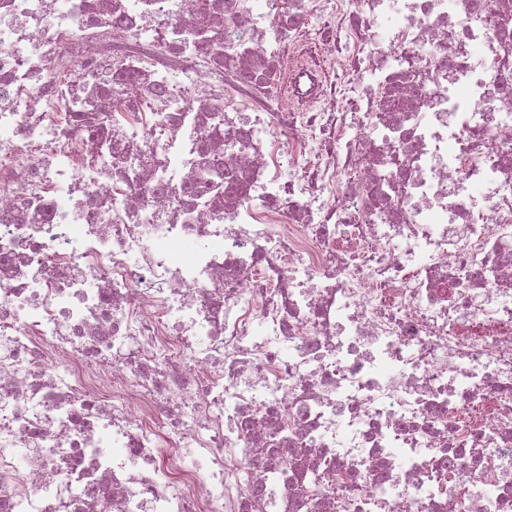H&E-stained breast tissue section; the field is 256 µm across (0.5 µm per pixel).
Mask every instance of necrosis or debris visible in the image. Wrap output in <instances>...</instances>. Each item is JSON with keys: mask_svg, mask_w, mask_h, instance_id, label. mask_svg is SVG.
<instances>
[{"mask_svg": "<svg viewBox=\"0 0 512 512\" xmlns=\"http://www.w3.org/2000/svg\"><path fill=\"white\" fill-rule=\"evenodd\" d=\"M0 512H512V0H0Z\"/></svg>", "mask_w": 512, "mask_h": 512, "instance_id": "1", "label": "necrosis or debris"}]
</instances>
